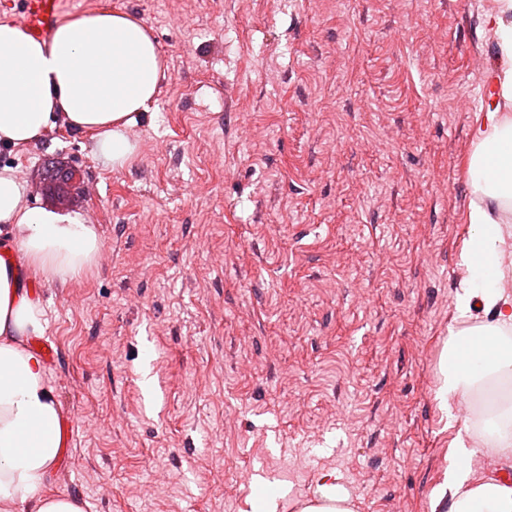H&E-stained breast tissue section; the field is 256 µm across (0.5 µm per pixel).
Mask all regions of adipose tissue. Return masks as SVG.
<instances>
[{
    "instance_id": "obj_1",
    "label": "adipose tissue",
    "mask_w": 512,
    "mask_h": 512,
    "mask_svg": "<svg viewBox=\"0 0 512 512\" xmlns=\"http://www.w3.org/2000/svg\"><path fill=\"white\" fill-rule=\"evenodd\" d=\"M496 43L500 97L512 103V0H494L487 16ZM163 60L142 23L124 12L66 20L40 40L16 24L0 23V148L38 141L63 118L96 134L100 165L127 166L136 151L128 131L152 103ZM470 179L479 195L468 222L473 233L462 261L468 276L457 308L494 312L495 324L450 330L441 357V405L477 383L512 380V114L486 113L475 128ZM0 512H83L77 498L44 489L62 448L60 404L38 354L26 345L43 332L39 303L24 288L27 267L47 279L80 275L101 248L95 225L81 214L33 207L14 169L0 168ZM483 431L503 464L512 463V400L487 413ZM475 453L458 440L445 483L449 512H512V481L476 476Z\"/></svg>"
}]
</instances>
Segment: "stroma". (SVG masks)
Instances as JSON below:
<instances>
[{"label":"stroma","mask_w":512,"mask_h":512,"mask_svg":"<svg viewBox=\"0 0 512 512\" xmlns=\"http://www.w3.org/2000/svg\"><path fill=\"white\" fill-rule=\"evenodd\" d=\"M493 0H69L134 16L167 71L106 169L56 121L0 148L31 205L103 247L25 274L69 439L46 490L84 512H447L458 438L437 398L476 196L472 129L499 66ZM349 494L339 484L336 477L322 486L318 499L303 503L299 512H353Z\"/></svg>","instance_id":"1"}]
</instances>
